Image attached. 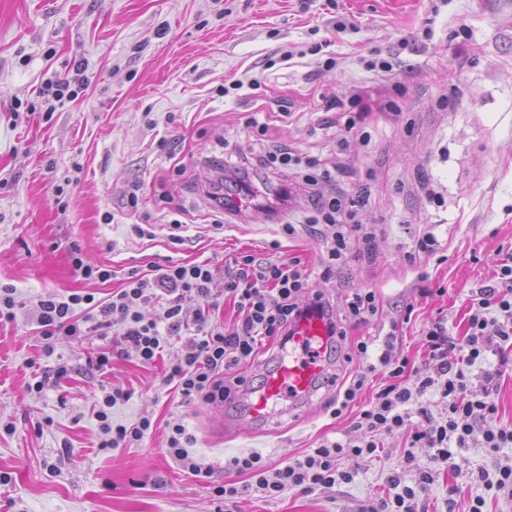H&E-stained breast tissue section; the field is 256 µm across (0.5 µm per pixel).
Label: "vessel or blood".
<instances>
[{"mask_svg":"<svg viewBox=\"0 0 512 512\" xmlns=\"http://www.w3.org/2000/svg\"><path fill=\"white\" fill-rule=\"evenodd\" d=\"M329 344L326 317L317 309L308 310L293 329L287 354L279 356L262 383L245 395L251 427H267L284 408L305 406L322 385L330 383Z\"/></svg>","mask_w":512,"mask_h":512,"instance_id":"obj_1","label":"vessel or blood"}]
</instances>
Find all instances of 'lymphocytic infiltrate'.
I'll list each match as a JSON object with an SVG mask.
<instances>
[{"label":"lymphocytic infiltrate","instance_id":"1","mask_svg":"<svg viewBox=\"0 0 512 512\" xmlns=\"http://www.w3.org/2000/svg\"><path fill=\"white\" fill-rule=\"evenodd\" d=\"M261 164L286 175L301 174L309 186L310 204L303 210L302 224L331 228L318 258L322 277H331L349 258L354 242L370 239L357 220L369 200L370 188L323 193L322 184L334 179L330 158L290 148L267 153ZM311 275L298 258L262 261L241 253L230 260L224 290L217 294L211 288L210 267L204 262L134 269L128 272L124 288L107 302L90 292L41 299L37 323L46 341L43 355H53L54 336L79 339L95 330L111 338L110 350L95 359L97 368H107L116 353L133 352L141 363L150 364L172 337L190 331L194 337L170 363L166 380L175 385L183 402H224L238 395L245 383L237 374L240 366L254 361L268 342L286 347L293 325L308 309L317 307L331 315L333 352L343 354L345 361L363 362L340 386L333 416H341L349 408L376 368L387 371L389 382L361 409L352 432L344 438L323 440L280 467H269L260 455L252 453L231 459L232 468L249 476L251 489L274 498L291 488L312 492L352 484L360 473L361 460L375 459L381 436L400 432L409 439L407 471L391 472L388 496L361 506L358 512H423L422 500L436 474L442 472L451 473L456 480L448 489L445 512H488L484 496L459 498L464 484H482L512 500V421L498 416L492 394L500 372L487 366L490 356L512 352V256L501 259L493 284L472 293L464 335H453L442 317L425 328L421 344L436 363L437 372L414 379L409 378V361L397 355L392 337L379 343L371 338L352 344L347 341L348 328L378 317L381 304L377 293L357 290L336 309L321 294L311 293ZM222 296L232 300L238 313L236 324L229 329L213 321ZM144 307L153 308L152 319L143 318L140 310ZM478 365L484 368L483 386L476 393L470 389V377ZM130 397L127 389L103 388L96 411L99 450L140 442L152 429L153 422L146 416L129 426L113 421V407ZM167 428L170 455L198 481L210 485L217 501L234 502L239 486L214 482L213 466L192 456L193 433L179 421L168 423ZM418 446L430 450L422 465L416 464L413 453ZM473 446L493 458V468L473 463L466 456V449Z\"/></svg>","mask_w":512,"mask_h":512}]
</instances>
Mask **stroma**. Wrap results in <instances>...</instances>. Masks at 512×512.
<instances>
[{"label": "stroma", "mask_w": 512, "mask_h": 512, "mask_svg": "<svg viewBox=\"0 0 512 512\" xmlns=\"http://www.w3.org/2000/svg\"><path fill=\"white\" fill-rule=\"evenodd\" d=\"M374 50L390 71L364 68ZM67 72L83 82L77 96L29 112L44 83ZM252 79L257 88L231 87ZM334 100L366 115L362 132L337 127L346 147L336 161L346 189H371L359 219L373 239L331 278L314 277V289L338 305L356 289L376 291L382 314L348 341L395 332L415 370L434 375L424 328L440 315L464 328L472 289L512 253V0H0V282L17 300L13 319H0V474L10 477L0 512H213L207 486L168 454L166 424L176 418L220 481L236 480L233 457L257 453L275 467L351 429L385 375L372 376L341 417L327 409L334 390H322L301 419L285 414L268 429L216 438L221 419L245 420L246 407L239 398L182 401L165 375L183 337L152 364L116 356L102 372L88 362L108 338L57 337L46 363L73 372L47 379L41 394L28 390V363L43 346L35 307L46 295L107 301L129 270L202 261L219 291L226 260L240 252L314 265L319 238L288 237L254 207L215 227L208 194L225 158L278 146L327 153L317 119ZM255 112L270 115L266 134L245 129ZM425 225L439 248L408 260ZM75 244L112 279L78 278ZM104 385L132 393L113 408L115 422L153 418L143 441L99 451ZM405 446L403 434L384 436L354 483L275 499L249 490L232 512H357L385 495Z\"/></svg>", "instance_id": "obj_1"}]
</instances>
